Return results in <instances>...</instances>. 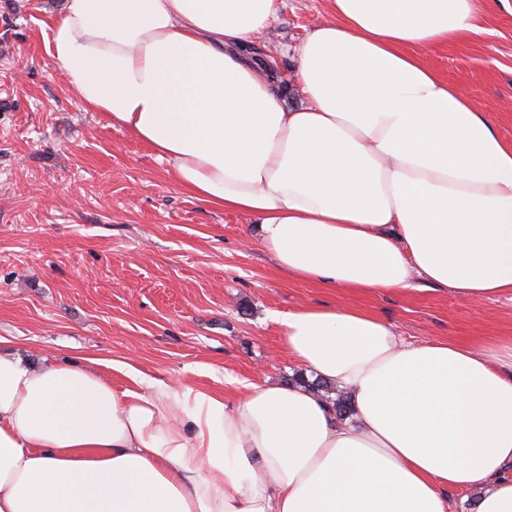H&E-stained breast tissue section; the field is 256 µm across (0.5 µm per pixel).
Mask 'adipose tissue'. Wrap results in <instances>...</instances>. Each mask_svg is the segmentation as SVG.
<instances>
[{
	"label": "adipose tissue",
	"mask_w": 512,
	"mask_h": 512,
	"mask_svg": "<svg viewBox=\"0 0 512 512\" xmlns=\"http://www.w3.org/2000/svg\"><path fill=\"white\" fill-rule=\"evenodd\" d=\"M288 106L245 46L279 0H64L50 54L197 199L257 220L277 270L323 288L472 305L512 295V142L429 50L486 0H332ZM290 360L348 391L248 382L237 398L100 359L0 352V512H512V336L405 342L376 314L278 317ZM480 491L448 490L449 512H475Z\"/></svg>",
	"instance_id": "obj_1"
}]
</instances>
